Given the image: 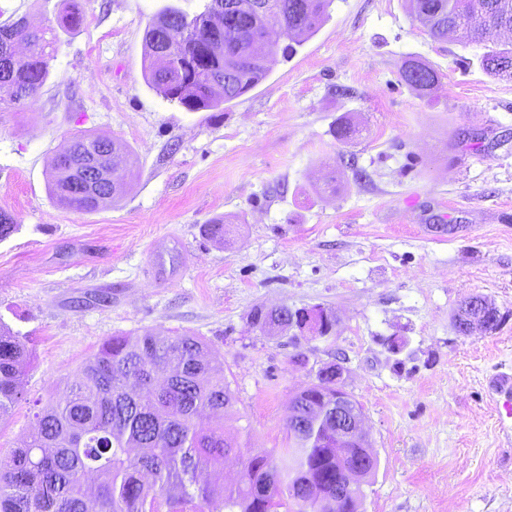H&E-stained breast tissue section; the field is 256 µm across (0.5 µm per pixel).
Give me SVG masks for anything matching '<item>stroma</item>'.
<instances>
[{
  "label": "stroma",
  "instance_id": "stroma-1",
  "mask_svg": "<svg viewBox=\"0 0 512 512\" xmlns=\"http://www.w3.org/2000/svg\"><path fill=\"white\" fill-rule=\"evenodd\" d=\"M172 3L204 0H74L83 22L59 31L38 95L0 105V210L19 224L0 242V319L31 352L0 460L105 339L188 333L236 395L225 435L257 448L282 447L293 395L341 364L378 459L361 512H512V424L488 390L512 374V81L481 69L482 46L431 38L404 0H333L254 89L189 112L143 79L145 29ZM60 9L0 0L35 27ZM409 54L440 74L432 95L401 81ZM344 117L360 139L336 140ZM80 131L131 149L125 194L93 211L47 189ZM217 218L220 244L205 235ZM473 295L498 308L494 332L456 331ZM316 305L332 335L250 321Z\"/></svg>",
  "mask_w": 512,
  "mask_h": 512
}]
</instances>
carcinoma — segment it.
Segmentation results:
<instances>
[{"mask_svg": "<svg viewBox=\"0 0 512 512\" xmlns=\"http://www.w3.org/2000/svg\"><path fill=\"white\" fill-rule=\"evenodd\" d=\"M261 15L246 13L219 31L209 25L213 0L189 15L164 8L144 33V79L163 99L190 112L217 109L265 79L278 58L296 53L328 18L332 0H253ZM409 15L434 39L448 35V23L463 30L460 39L484 45L483 71L512 80V42L491 39L494 24L512 22V0H486L481 14L462 0H406ZM82 15L66 9L58 26L73 29ZM24 43L22 56L11 43ZM57 34L35 30L26 18L0 24V104L23 106L49 77ZM193 64L190 75L157 68L158 53ZM400 78L421 95L439 82L438 72L410 56ZM361 130L345 117L336 125L339 141L356 140ZM102 139L77 134L53 158L48 192L58 203L80 211L99 204L74 197L68 161L101 157ZM23 337L0 319V419L23 395ZM236 403L224 375L212 365L205 340L192 334L162 337L150 331L118 334L101 343L62 394L36 415L29 441L0 463V512H206L216 496L225 512H335L288 496V482L313 478L336 496V482L358 450L318 446L320 432L288 439V447L253 449L204 422L207 413H224ZM235 453L247 480L201 483L200 473L217 470ZM95 475L93 494L86 479Z\"/></svg>", "mask_w": 512, "mask_h": 512, "instance_id": "carcinoma-1", "label": "carcinoma"}]
</instances>
